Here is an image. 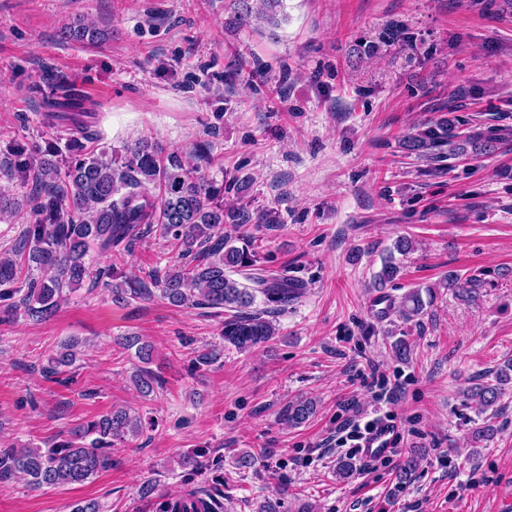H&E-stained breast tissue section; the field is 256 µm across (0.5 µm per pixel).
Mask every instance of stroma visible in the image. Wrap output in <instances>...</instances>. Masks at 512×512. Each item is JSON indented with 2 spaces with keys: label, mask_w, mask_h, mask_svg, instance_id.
Instances as JSON below:
<instances>
[{
  "label": "stroma",
  "mask_w": 512,
  "mask_h": 512,
  "mask_svg": "<svg viewBox=\"0 0 512 512\" xmlns=\"http://www.w3.org/2000/svg\"><path fill=\"white\" fill-rule=\"evenodd\" d=\"M105 33L66 42L67 24ZM95 112L98 149L123 158L138 140L188 150L213 145L210 176L224 201L276 221L256 235L259 265L306 294L277 315L279 335L250 352L226 347L192 369L195 348L220 339V317L160 295L114 302L80 288L46 322L0 323V441L24 447L127 407L156 427L112 453L111 469L81 484L0 490V512H71L98 500L136 512L140 486L204 487L176 470L183 451L224 460V512H512V391L493 440L471 438L482 417L461 391L512 358V141L491 153L432 162L402 142L453 115L512 128V0H285L276 25L242 23L234 0H0V158L13 140L65 146L43 102L62 92ZM416 252L385 289L376 274L395 240ZM173 252L157 234L130 251H92L93 267L147 277ZM484 270L491 284L467 304L447 290L420 321L378 318L374 298H400L448 271ZM152 344L163 390L140 397V360L123 337ZM71 337L89 343L72 381L40 371ZM409 360L392 355L396 339ZM398 388L397 466L336 475L339 451L312 453L336 429L341 403L365 408L372 371ZM317 410L288 427L289 402ZM253 454L241 470L236 458Z\"/></svg>",
  "instance_id": "35a3bbf8"
}]
</instances>
